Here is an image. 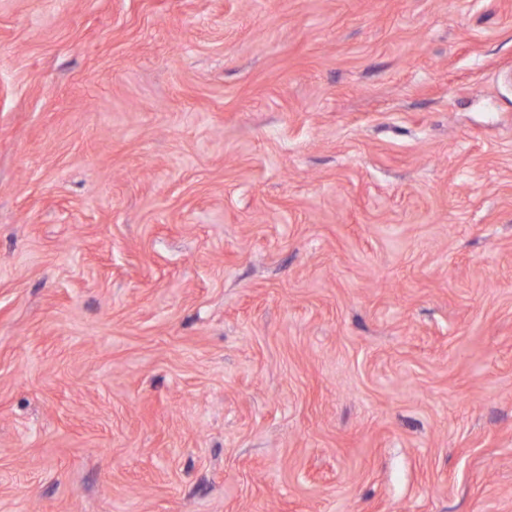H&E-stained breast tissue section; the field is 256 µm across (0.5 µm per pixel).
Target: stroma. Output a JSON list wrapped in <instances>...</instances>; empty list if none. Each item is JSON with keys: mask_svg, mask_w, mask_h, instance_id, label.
I'll return each instance as SVG.
<instances>
[{"mask_svg": "<svg viewBox=\"0 0 512 512\" xmlns=\"http://www.w3.org/2000/svg\"><path fill=\"white\" fill-rule=\"evenodd\" d=\"M0 512H512V0H0Z\"/></svg>", "mask_w": 512, "mask_h": 512, "instance_id": "obj_1", "label": "stroma"}]
</instances>
